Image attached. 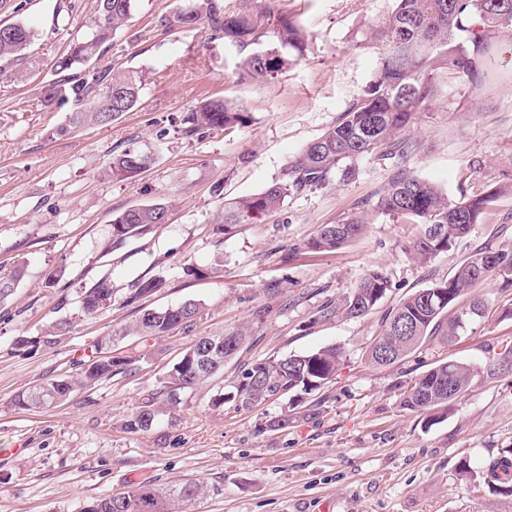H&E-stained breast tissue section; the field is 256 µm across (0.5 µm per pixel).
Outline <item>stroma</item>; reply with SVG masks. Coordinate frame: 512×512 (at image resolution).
Returning a JSON list of instances; mask_svg holds the SVG:
<instances>
[{
	"mask_svg": "<svg viewBox=\"0 0 512 512\" xmlns=\"http://www.w3.org/2000/svg\"><path fill=\"white\" fill-rule=\"evenodd\" d=\"M183 0H137L97 67H134L147 75L138 107L106 127L52 139L64 110H42V89L57 82L56 61L89 33L95 0H27L0 7V23L21 22L31 46L0 74V276L23 266L13 296L0 305V512H86L98 498L141 481L185 477L211 492L195 512H512V496L462 474L463 467L512 452V371L474 379L448 417L426 426L401 405L411 380L437 362L481 364L512 344V286L491 279L477 291L488 310L472 332L426 343L404 362L376 367L366 348L400 299L448 279L485 244L512 247V195L499 198L468 236L422 263L411 244L414 219L382 213L380 191L405 169L447 193L472 197L512 186V30L496 37L479 85L440 74L429 105L403 137L404 153L356 160L357 177L332 175L290 194L278 211L220 232L222 199L260 192L281 179L301 150L335 125L374 79L376 48L361 45L393 0H266L305 29V59L269 84L239 82L243 54L209 39L204 27L170 30L160 20ZM240 103L246 124L186 136L169 116L205 97ZM153 156L134 177L112 176V159L129 143ZM222 196H215V186ZM166 204V223L112 244V216ZM364 215L351 243L317 255L305 251L319 225ZM202 277L184 274L186 265ZM391 288L360 318H318L370 270ZM62 271L57 286L47 276ZM165 286L143 302L202 305L187 328L155 339L131 335L113 355L136 354L125 373L72 393L65 404L26 411L14 397L39 380L75 373L98 340L132 322L124 302L139 278ZM101 277L114 295L85 315L80 291ZM69 334L42 343L53 322ZM247 325L251 338L223 374L182 393L151 430L126 421L184 350L200 336ZM336 345L345 352L336 379L318 393L310 418L282 431L267 420L285 415L288 396L252 409L216 408L240 366Z\"/></svg>",
	"mask_w": 512,
	"mask_h": 512,
	"instance_id": "obj_1",
	"label": "stroma"
}]
</instances>
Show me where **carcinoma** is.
Returning <instances> with one entry per match:
<instances>
[{
    "mask_svg": "<svg viewBox=\"0 0 512 512\" xmlns=\"http://www.w3.org/2000/svg\"><path fill=\"white\" fill-rule=\"evenodd\" d=\"M136 0H96V13L90 33L74 43L59 58L57 68L64 78L47 89L40 99L49 110L73 105L64 123L51 132L67 137L87 124L109 125L138 105L146 75L142 70L111 73L93 63L100 59L116 32L126 25ZM206 23L208 35L238 48L251 45L238 73L240 81L262 84L278 78L307 54L308 39L302 26L287 14L273 15L263 7L228 14L216 0H190L160 20L170 30L192 29ZM512 27V0H394L390 14L370 28L360 44H375L380 62L374 80L356 103L343 113L336 125L309 143L288 167L285 176L262 191L222 202L224 227L253 224L280 208L290 193L319 186L341 172L348 181L358 175L353 162L373 153L390 156L404 151L400 133L414 113L431 101L435 77L446 72L473 85L482 79V67L489 57L492 39L500 30ZM32 31L20 23H0V59L15 57L31 42ZM247 121L239 104L224 98L205 99L172 119L181 132L192 135L199 129L225 130ZM152 156L132 146L112 158V177L127 179L145 171ZM505 193L492 188L484 194L458 201L448 199L441 189L405 170L397 171L380 193L377 207L390 215H405L421 224L412 244L417 259L426 262L448 251L478 223L484 211ZM167 220L163 204L124 210L112 216V246L147 232ZM363 229L359 218L341 223L323 224L306 243L314 253L334 250L354 239ZM512 264V249L486 244L474 250L445 281L414 292L401 300L384 317L382 330L366 349L367 360L379 367L401 362L425 343L440 338L448 343L463 335L457 313L462 309L486 311L487 301L473 288L497 276L496 267ZM22 269L0 277V303L7 300L20 280ZM165 286L157 276L138 279L124 298L134 306L142 298ZM390 281L380 270H371L339 304L326 303L318 310L319 319L340 314L358 318L371 312L386 296ZM111 281L101 277L82 290L80 305L86 314H94L104 301L112 300ZM200 314V304L188 299L164 309H139L134 323L99 340L100 345L115 346L124 337L135 334L160 338L174 329L190 325ZM220 347L210 351L199 338L173 364L160 381L159 390L143 400L126 421L131 432L150 429L161 406L174 407L181 393L194 389L224 370L247 341L243 329L217 335ZM344 362V352L328 346L299 355L258 359L245 366L233 385V391L221 394L213 404L234 402L249 408L285 393L292 394V413L268 422L267 429L283 430L297 419L312 414V406L303 404L304 396L321 390L336 379ZM132 357L105 356L81 364L78 373L44 379L17 394L13 405L24 410L49 408L65 402L80 387L124 373ZM496 362L483 368L454 360L443 361L417 376L403 392L401 405L418 411L435 423L445 417L452 403L470 387L480 373L493 375ZM463 473L480 478L495 491L512 493V458L503 456ZM210 492L207 484L185 479L167 487L140 482L131 490L94 501L86 512H187Z\"/></svg>",
    "mask_w": 512,
    "mask_h": 512,
    "instance_id": "obj_1",
    "label": "carcinoma"
}]
</instances>
